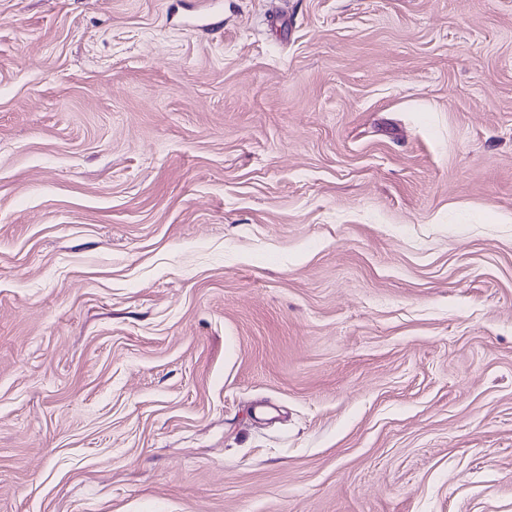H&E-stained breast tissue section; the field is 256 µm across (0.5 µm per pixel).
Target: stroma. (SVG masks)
Wrapping results in <instances>:
<instances>
[{"instance_id":"1","label":"stroma","mask_w":512,"mask_h":512,"mask_svg":"<svg viewBox=\"0 0 512 512\" xmlns=\"http://www.w3.org/2000/svg\"><path fill=\"white\" fill-rule=\"evenodd\" d=\"M0 512H512V0H0Z\"/></svg>"}]
</instances>
